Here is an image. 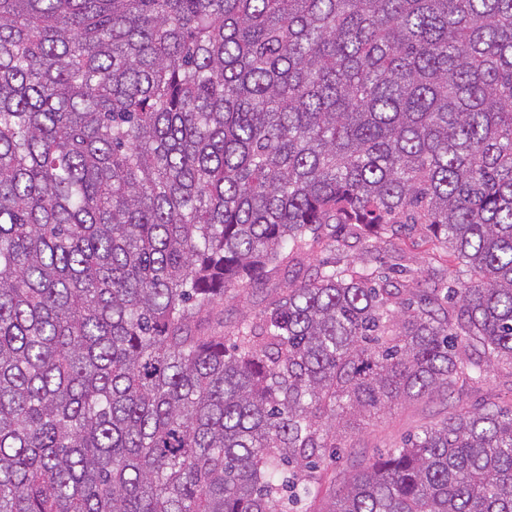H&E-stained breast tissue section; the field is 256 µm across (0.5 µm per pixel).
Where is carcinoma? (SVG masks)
I'll use <instances>...</instances> for the list:
<instances>
[{
  "instance_id": "obj_1",
  "label": "carcinoma",
  "mask_w": 512,
  "mask_h": 512,
  "mask_svg": "<svg viewBox=\"0 0 512 512\" xmlns=\"http://www.w3.org/2000/svg\"><path fill=\"white\" fill-rule=\"evenodd\" d=\"M331 224H422L459 287L324 261L213 327ZM495 366L512 0H0V512H294L361 422ZM323 512H512V410ZM270 299L269 294L266 291H254V293L246 294L238 298H229L224 301L221 306L224 323L227 326L234 324L239 318L242 317L246 312H258L263 309Z\"/></svg>"
}]
</instances>
